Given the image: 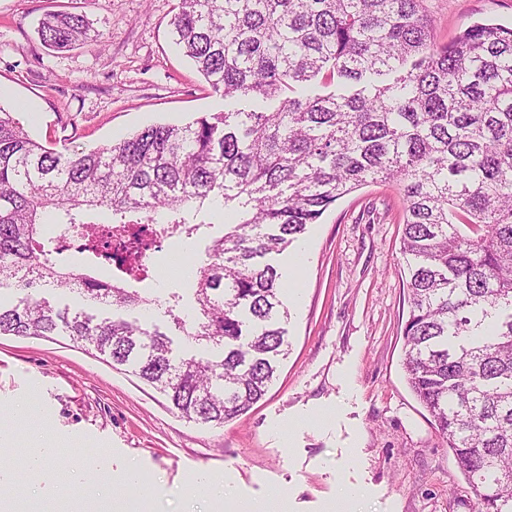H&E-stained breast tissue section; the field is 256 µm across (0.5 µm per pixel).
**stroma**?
<instances>
[{
	"instance_id": "obj_1",
	"label": "stroma",
	"mask_w": 512,
	"mask_h": 512,
	"mask_svg": "<svg viewBox=\"0 0 512 512\" xmlns=\"http://www.w3.org/2000/svg\"><path fill=\"white\" fill-rule=\"evenodd\" d=\"M177 0H0V107L30 136L68 153L132 136L150 124H185L224 109V98L176 45ZM438 42L482 22L512 24V0H423ZM85 15L98 41L66 52L37 33L47 12ZM396 190L372 184L339 200L277 263L294 291L282 300L288 356L246 413L209 425L69 336L0 335V458L14 512H212L193 492L200 474L233 489L249 512H473L475 497L444 437L409 388L403 326L409 274L400 253ZM37 412L20 427L17 407ZM63 460L37 477L19 462L34 435ZM143 473L137 486L121 475ZM91 474L80 493L62 473ZM360 494L345 501L344 489Z\"/></svg>"
}]
</instances>
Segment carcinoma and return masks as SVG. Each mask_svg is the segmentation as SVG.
<instances>
[{"label": "carcinoma", "mask_w": 512, "mask_h": 512, "mask_svg": "<svg viewBox=\"0 0 512 512\" xmlns=\"http://www.w3.org/2000/svg\"><path fill=\"white\" fill-rule=\"evenodd\" d=\"M177 42L224 100L271 110L152 124L64 155L0 108V334L65 333L162 393L181 417L222 425L267 392L287 355L280 255L338 200L368 183L396 186L409 266L403 328L408 384L448 442L476 512H512V25L475 24L437 43L420 0H179ZM56 52L94 42L86 18L47 14ZM323 80L328 91L312 94ZM78 231L108 278L51 259ZM232 214L195 255L194 313L183 296L141 287L161 249ZM78 296L59 308L41 287ZM165 304L169 330L221 350L174 355L156 325L124 318Z\"/></svg>", "instance_id": "obj_1"}]
</instances>
